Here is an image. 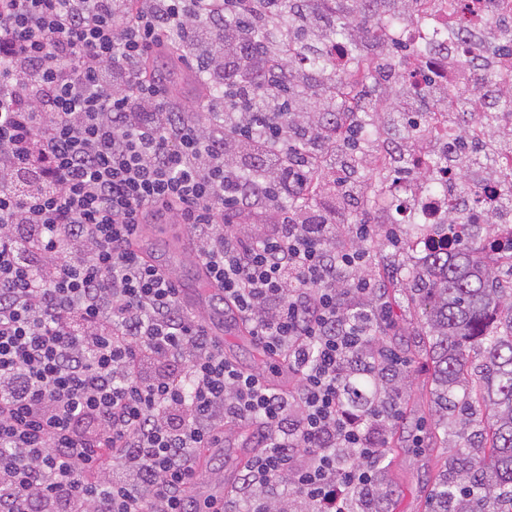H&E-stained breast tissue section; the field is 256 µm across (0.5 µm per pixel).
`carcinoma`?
Returning a JSON list of instances; mask_svg holds the SVG:
<instances>
[{
	"instance_id": "carcinoma-1",
	"label": "carcinoma",
	"mask_w": 512,
	"mask_h": 512,
	"mask_svg": "<svg viewBox=\"0 0 512 512\" xmlns=\"http://www.w3.org/2000/svg\"><path fill=\"white\" fill-rule=\"evenodd\" d=\"M326 119L337 124L345 115L349 88L327 78ZM483 242L470 240L432 254L426 269L413 272L415 302L422 309L428 345L416 361L432 364L434 404L458 411L471 425L461 403L476 400L485 407L486 425L474 437L486 453L467 462H451L442 471L429 502L430 512H512V278L492 273L481 260ZM482 352V363L469 362L468 344ZM365 378L345 377L343 403L365 414L369 410Z\"/></svg>"
}]
</instances>
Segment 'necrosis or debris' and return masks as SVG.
Segmentation results:
<instances>
[{"label": "necrosis or debris", "instance_id": "1", "mask_svg": "<svg viewBox=\"0 0 512 512\" xmlns=\"http://www.w3.org/2000/svg\"><path fill=\"white\" fill-rule=\"evenodd\" d=\"M512 26V0H457L449 11L445 0H420L408 13L380 11L368 34L356 42L346 35L329 36V44L346 48L343 60L321 54L318 76H337L348 83L352 97L379 96L393 84L410 87L421 81L415 65L452 56L470 69L473 80L460 105L465 122H456L445 100L422 111L423 123L413 130L410 156L394 151L376 109H358L350 122L362 125L361 145L371 161L375 189L366 205L401 225L406 251L429 260L432 245L455 230L472 238L476 225L466 223L488 188L501 189L512 171V149L495 141L499 130L512 127V47L489 45L491 24Z\"/></svg>", "mask_w": 512, "mask_h": 512}]
</instances>
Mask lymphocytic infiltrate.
Masks as SVG:
<instances>
[{
    "label": "lymphocytic infiltrate",
    "mask_w": 512,
    "mask_h": 512,
    "mask_svg": "<svg viewBox=\"0 0 512 512\" xmlns=\"http://www.w3.org/2000/svg\"><path fill=\"white\" fill-rule=\"evenodd\" d=\"M249 0H0V512H200L195 454L254 428L245 512H377L375 469L396 404L359 417L342 380L382 308L337 226L359 198L355 143L330 162L329 212L291 216L328 144L320 107L260 95L271 78ZM215 41L210 99L176 103L155 65L172 32ZM294 119L277 120L281 110ZM275 221L251 233L241 218ZM183 224L196 257L266 351L298 378L238 368L134 248Z\"/></svg>",
    "instance_id": "1"
}]
</instances>
